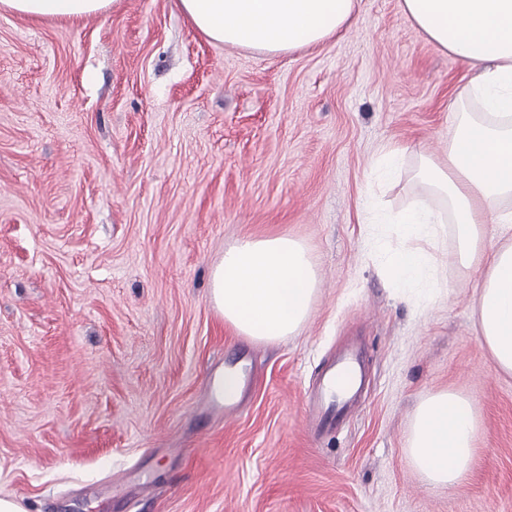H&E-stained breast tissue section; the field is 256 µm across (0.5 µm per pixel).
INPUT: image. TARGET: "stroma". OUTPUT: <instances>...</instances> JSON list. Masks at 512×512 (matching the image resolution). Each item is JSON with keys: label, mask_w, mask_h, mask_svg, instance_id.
<instances>
[{"label": "stroma", "mask_w": 512, "mask_h": 512, "mask_svg": "<svg viewBox=\"0 0 512 512\" xmlns=\"http://www.w3.org/2000/svg\"><path fill=\"white\" fill-rule=\"evenodd\" d=\"M468 67L402 0H359L338 37L261 55L212 43L175 0L79 19L0 13V496L28 512H512V374L473 313L482 271L438 239L443 288L389 279L376 250L443 157ZM405 147L368 198L373 161ZM285 235L319 279L298 332L228 327L209 272L245 236ZM361 347L366 390L330 431L305 400ZM253 366L237 418L212 404ZM460 393L476 458L429 485L407 443L421 399Z\"/></svg>", "instance_id": "obj_1"}]
</instances>
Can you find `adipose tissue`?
I'll return each instance as SVG.
<instances>
[{
  "label": "adipose tissue",
  "instance_id": "obj_1",
  "mask_svg": "<svg viewBox=\"0 0 512 512\" xmlns=\"http://www.w3.org/2000/svg\"><path fill=\"white\" fill-rule=\"evenodd\" d=\"M108 0H0V11L32 18H76ZM356 0H177L180 12L210 41L260 54L286 53L338 36ZM427 38L466 63L463 97L479 117L462 114L444 158L422 157L415 178L425 194L412 207L383 214L396 244L380 247L393 281L436 288L442 208H449L459 258L485 255L476 303L478 334L497 367L512 373V0H402ZM498 228L486 237L487 224ZM318 277L302 244L287 236L245 238L225 249L210 274L211 302L225 324L258 341L296 332L307 318ZM475 410L458 393L428 395L417 407L408 454L433 486L455 487L475 458Z\"/></svg>",
  "mask_w": 512,
  "mask_h": 512
}]
</instances>
